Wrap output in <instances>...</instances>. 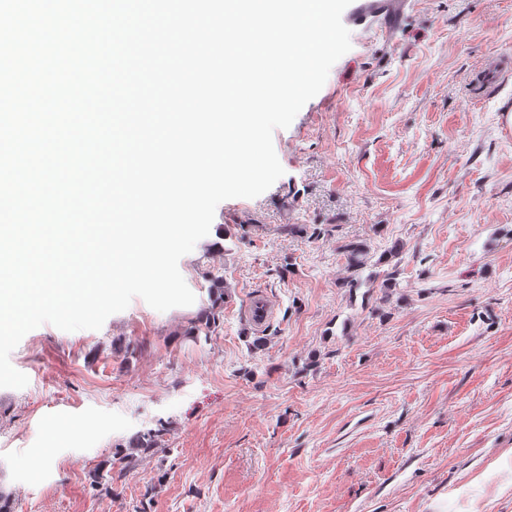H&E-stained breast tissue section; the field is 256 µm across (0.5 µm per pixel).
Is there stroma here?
<instances>
[{
  "mask_svg": "<svg viewBox=\"0 0 512 512\" xmlns=\"http://www.w3.org/2000/svg\"><path fill=\"white\" fill-rule=\"evenodd\" d=\"M355 12L273 134L283 175L180 259L193 305L137 297L13 350L7 512H512V0ZM352 241L367 295L344 286ZM205 308L221 324L195 343ZM347 259V266L350 276L345 280V287L351 289L371 288L375 281L376 275L370 272L366 276L364 271L368 266L366 258L367 249L365 244L359 242H350L343 246Z\"/></svg>",
  "mask_w": 512,
  "mask_h": 512,
  "instance_id": "stroma-1",
  "label": "stroma"
}]
</instances>
